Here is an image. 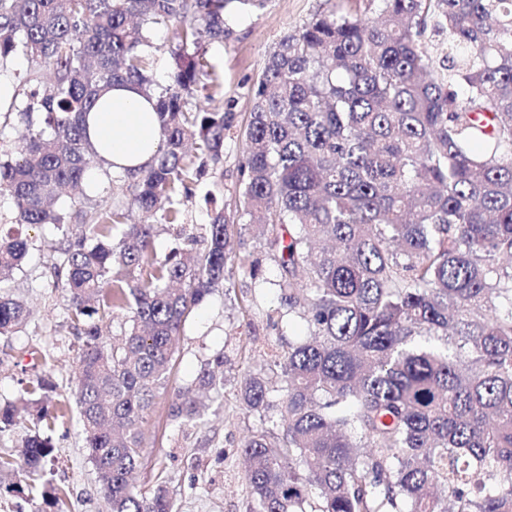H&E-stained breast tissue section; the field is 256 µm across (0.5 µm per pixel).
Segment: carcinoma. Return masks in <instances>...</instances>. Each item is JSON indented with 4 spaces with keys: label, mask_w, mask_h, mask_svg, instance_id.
I'll use <instances>...</instances> for the list:
<instances>
[{
    "label": "carcinoma",
    "mask_w": 512,
    "mask_h": 512,
    "mask_svg": "<svg viewBox=\"0 0 512 512\" xmlns=\"http://www.w3.org/2000/svg\"><path fill=\"white\" fill-rule=\"evenodd\" d=\"M268 2L0 0V67L18 54L29 65L15 112L26 134L0 157V194L16 223L52 230L53 284L85 337L78 422L111 512H173L164 487L130 476L183 325L235 275L257 278L247 235L303 325L238 383L260 419L242 444L248 512H512V308L500 310L512 304V0H374L372 16L335 8L283 33L248 89L239 208L205 194L204 250L160 256L155 239L203 177L224 176L235 113L188 107L212 98L206 47ZM158 25L177 40L164 93L149 75ZM122 83L155 98L160 153L117 173L130 200L85 214L74 240L51 202L83 190L98 157L86 114ZM29 248L0 235V284ZM97 314L131 326L108 344ZM28 317L0 295V335ZM224 359L177 390L170 422L201 420L196 393L224 388ZM47 391L39 379L22 398L36 416L22 444L33 482L59 420ZM17 412L0 404V431Z\"/></svg>",
    "instance_id": "obj_1"
}]
</instances>
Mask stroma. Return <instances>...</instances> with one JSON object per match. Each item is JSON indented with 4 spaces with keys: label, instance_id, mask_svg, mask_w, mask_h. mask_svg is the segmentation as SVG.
<instances>
[{
    "label": "stroma",
    "instance_id": "obj_1",
    "mask_svg": "<svg viewBox=\"0 0 512 512\" xmlns=\"http://www.w3.org/2000/svg\"><path fill=\"white\" fill-rule=\"evenodd\" d=\"M337 5L365 13L370 0H270L264 10L229 18L230 36L207 47L221 84L209 108L232 110L237 124H244L250 111L247 88L258 78L280 36ZM241 161L237 141H227L221 183L208 176L201 184L205 190L218 187L229 211L239 199ZM21 233L33 245L6 292L23 300L31 315L18 332L0 337V402L18 401L28 385L44 378L52 383L55 398L70 403L83 338L67 317L64 291L54 287L49 277L59 255L46 242L47 230L25 226ZM276 276L277 267L268 260L261 265L259 279L236 276L232 291L215 290L176 341L170 379L149 412L143 456L133 473L138 488L165 486L175 512L247 510L250 490L243 478L240 445L258 420L240 410L236 382L247 368L265 364L279 339L296 336L277 290L269 286ZM220 351L229 356L223 391L207 393V409L198 423H169L166 409L175 390L191 382L201 365ZM51 443L54 459L46 479L60 489L59 503L52 505L41 496L11 490L16 477L7 473L0 477V512H110L75 413L59 419Z\"/></svg>",
    "mask_w": 512,
    "mask_h": 512
}]
</instances>
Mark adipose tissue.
<instances>
[{"instance_id":"obj_1","label":"adipose tissue","mask_w":512,"mask_h":512,"mask_svg":"<svg viewBox=\"0 0 512 512\" xmlns=\"http://www.w3.org/2000/svg\"><path fill=\"white\" fill-rule=\"evenodd\" d=\"M87 134L119 172L149 167L160 143L151 104L130 85L113 88L99 100L88 116Z\"/></svg>"}]
</instances>
